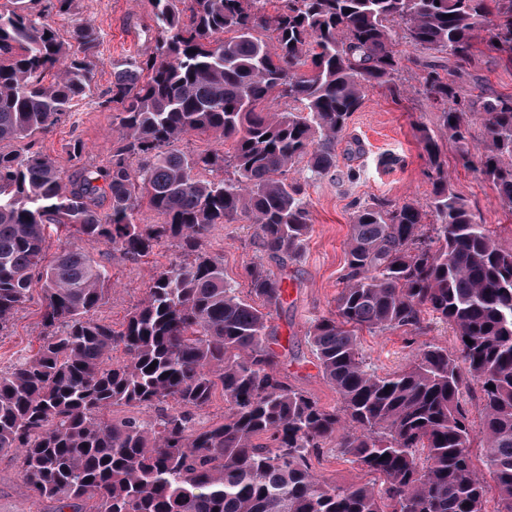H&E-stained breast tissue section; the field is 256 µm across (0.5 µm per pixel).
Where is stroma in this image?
<instances>
[{"instance_id":"obj_1","label":"stroma","mask_w":512,"mask_h":512,"mask_svg":"<svg viewBox=\"0 0 512 512\" xmlns=\"http://www.w3.org/2000/svg\"><path fill=\"white\" fill-rule=\"evenodd\" d=\"M74 18L92 24L100 36V53L91 63L92 78L86 98L71 116L50 130L16 143L19 151L51 157L57 166L71 170L68 146L82 141L84 163L102 166L117 145L115 109L108 104L112 75L156 35L149 0H74ZM397 51L402 69L395 86H370L361 106L348 120L342 142L336 147V166L322 177L309 178L305 164H297L296 176L304 180L311 232L300 257L286 260L264 249L246 220L220 224L204 240L208 253L224 260V275L241 281L244 266L254 260L282 277L284 302L271 309L269 325L275 335L270 346L280 361V378L287 385L311 396L325 409L341 404L335 388L320 372L309 339L312 323L334 312L345 272V250L352 217L367 203L398 204L411 201L427 207L433 196L431 167L421 144L422 131L434 133L442 169L453 190L469 205L480 223L494 232L502 248H512V214L500 204L493 183L478 165H464L458 143L449 140L440 127V110L421 92L427 64L438 67L441 76L462 87L469 98L512 96V66L491 51L486 41L475 42L472 61L466 65L400 43ZM91 252L112 276L109 299L96 314L98 320L120 328L128 313L145 297L151 278L174 259L170 245L157 248L139 261L96 245ZM42 291L33 286L8 328L0 332V369L20 356L37 350L44 335L41 325ZM435 344L455 350L453 330L426 320L420 335L402 331L362 334L361 353L370 368L386 375L408 364L417 346ZM312 470L335 485L370 481V474L342 456L335 445L312 454ZM0 512H48L45 502L28 497L21 483L16 455H0Z\"/></svg>"}]
</instances>
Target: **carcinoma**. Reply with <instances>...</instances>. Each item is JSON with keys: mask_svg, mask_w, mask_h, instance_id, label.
I'll return each mask as SVG.
<instances>
[{"mask_svg": "<svg viewBox=\"0 0 512 512\" xmlns=\"http://www.w3.org/2000/svg\"><path fill=\"white\" fill-rule=\"evenodd\" d=\"M33 2L0 5V145L70 115L99 54L89 23L74 21L64 40L50 21L73 0ZM268 2L151 0L154 46L113 72L118 145L107 167L81 163L80 142L70 173L38 152L0 150V331L34 280L46 330L37 351L0 370V453L19 454L23 487L52 512H485L465 409L476 384L498 512H512V250L454 192L432 134L421 143L436 173L435 223L412 202L358 209L336 311L310 327L337 409L280 379L265 309L283 303L282 280L252 261L242 296L202 248L215 226L244 217L266 251L296 257L311 224L290 170L336 167L364 89L398 79L395 43L461 62L487 31L512 64V0H281L272 13ZM421 87L448 138L464 141L473 101L433 69ZM280 100L291 110L273 109ZM482 109L480 171L512 213V97ZM190 133L231 147L176 149ZM217 169L232 176L200 178ZM144 204L159 223H138ZM51 225L66 242L48 257ZM168 243L177 255L122 327L95 319L112 281L87 246L135 261ZM427 314L452 328L456 353L428 344L398 372L370 370L360 331L415 335ZM218 392L224 421L198 425ZM159 404L171 409L154 421L108 417ZM331 442L380 487L314 473L311 452Z\"/></svg>", "mask_w": 512, "mask_h": 512, "instance_id": "1", "label": "carcinoma"}]
</instances>
